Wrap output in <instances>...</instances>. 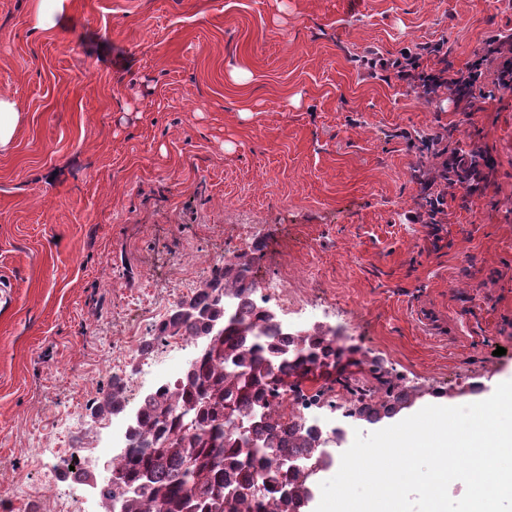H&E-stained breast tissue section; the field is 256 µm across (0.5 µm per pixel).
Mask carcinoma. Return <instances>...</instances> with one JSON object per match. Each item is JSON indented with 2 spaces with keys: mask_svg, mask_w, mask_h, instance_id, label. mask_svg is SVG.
Instances as JSON below:
<instances>
[{
  "mask_svg": "<svg viewBox=\"0 0 512 512\" xmlns=\"http://www.w3.org/2000/svg\"><path fill=\"white\" fill-rule=\"evenodd\" d=\"M251 258L242 252L214 269L189 298L171 311L154 339L212 335L211 321L224 301L238 312L224 324L211 350L194 355L180 380L144 398L116 479L100 490L122 512H307L313 477L307 465L282 453L283 444L318 459L319 434L287 423L269 408V397L298 391L311 369L360 365L355 349L336 346L321 328L290 337L266 307L254 302ZM381 396L350 409L349 417L377 424L414 404L419 395L377 377ZM247 419L251 447L242 448L225 410Z\"/></svg>",
  "mask_w": 512,
  "mask_h": 512,
  "instance_id": "carcinoma-1",
  "label": "carcinoma"
}]
</instances>
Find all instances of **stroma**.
Returning <instances> with one entry per match:
<instances>
[{
  "label": "stroma",
  "instance_id": "35a3bbf8",
  "mask_svg": "<svg viewBox=\"0 0 512 512\" xmlns=\"http://www.w3.org/2000/svg\"><path fill=\"white\" fill-rule=\"evenodd\" d=\"M30 5L0 0V94L24 115L0 152L6 512H104L103 462L78 486L58 450L118 453L122 418L92 408L116 377L139 406L164 353L145 338L234 252L256 287L325 301L369 387L456 407L512 378V90L485 56L507 0H70L53 31ZM425 44L481 62L472 110L369 76ZM446 128L495 167L468 208L450 187L438 251L409 216Z\"/></svg>",
  "mask_w": 512,
  "mask_h": 512
}]
</instances>
